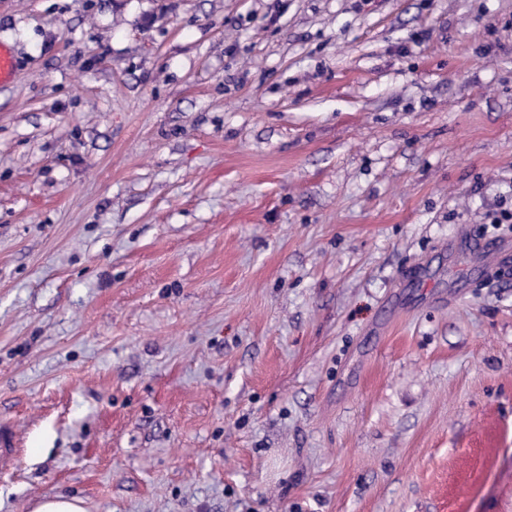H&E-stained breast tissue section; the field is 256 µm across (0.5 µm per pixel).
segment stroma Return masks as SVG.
<instances>
[{
	"mask_svg": "<svg viewBox=\"0 0 512 512\" xmlns=\"http://www.w3.org/2000/svg\"><path fill=\"white\" fill-rule=\"evenodd\" d=\"M0 512H512V0H0ZM17 69L18 62L12 47L0 41V87L13 82ZM33 512H86L82 499L76 496L56 495L40 500Z\"/></svg>",
	"mask_w": 512,
	"mask_h": 512,
	"instance_id": "1",
	"label": "stroma"
}]
</instances>
